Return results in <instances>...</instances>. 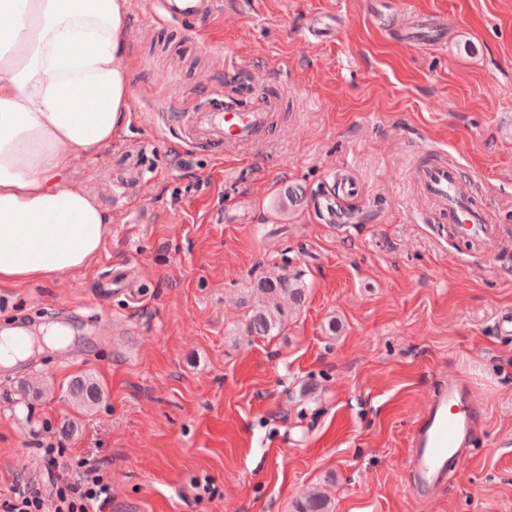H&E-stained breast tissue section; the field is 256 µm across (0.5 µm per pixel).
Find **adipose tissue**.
Masks as SVG:
<instances>
[{
    "label": "adipose tissue",
    "instance_id": "ef3b65f1",
    "mask_svg": "<svg viewBox=\"0 0 512 512\" xmlns=\"http://www.w3.org/2000/svg\"><path fill=\"white\" fill-rule=\"evenodd\" d=\"M126 0H0V288L87 266L110 219L60 183L130 110Z\"/></svg>",
    "mask_w": 512,
    "mask_h": 512
}]
</instances>
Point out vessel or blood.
Segmentation results:
<instances>
[{"label": "vessel or blood", "instance_id": "b4317fda", "mask_svg": "<svg viewBox=\"0 0 512 512\" xmlns=\"http://www.w3.org/2000/svg\"><path fill=\"white\" fill-rule=\"evenodd\" d=\"M162 17L190 22L200 11L216 10L217 0H155ZM404 42L435 46L444 41L440 25L425 18L415 19L401 33ZM277 101L266 97L244 106L215 92L207 109L182 107L177 117L189 142L243 148L265 140L269 114ZM420 195L432 202L448 220L454 235L475 250L492 252L498 242L495 224L485 207L476 204L462 188L459 166L451 161L426 160L412 172ZM476 432V416L469 386L449 380L442 384L416 419L408 440L404 471L409 488L428 494L445 485L460 471L466 450Z\"/></svg>", "mask_w": 512, "mask_h": 512}]
</instances>
